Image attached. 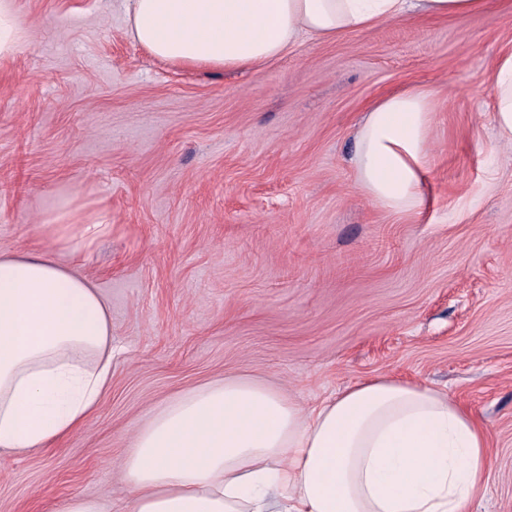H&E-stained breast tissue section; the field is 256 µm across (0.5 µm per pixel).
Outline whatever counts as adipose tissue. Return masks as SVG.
Here are the masks:
<instances>
[{"label":"adipose tissue","instance_id":"obj_1","mask_svg":"<svg viewBox=\"0 0 512 512\" xmlns=\"http://www.w3.org/2000/svg\"><path fill=\"white\" fill-rule=\"evenodd\" d=\"M487 0H124L127 34L187 67L257 68L300 38L331 41ZM494 129L512 147V52L491 74ZM429 90L378 99L354 133L359 190L412 220L426 208ZM101 292L49 254H0V447L28 453L82 426L112 380ZM487 432L447 392L390 377L304 407L227 378L168 400L135 431L122 512H471L492 478Z\"/></svg>","mask_w":512,"mask_h":512}]
</instances>
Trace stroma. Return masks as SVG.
I'll return each instance as SVG.
<instances>
[{"instance_id":"obj_1","label":"stroma","mask_w":512,"mask_h":512,"mask_svg":"<svg viewBox=\"0 0 512 512\" xmlns=\"http://www.w3.org/2000/svg\"><path fill=\"white\" fill-rule=\"evenodd\" d=\"M0 60V253H48L104 296L112 383L79 431L0 448V512L121 506L136 427L229 376L310 404L369 378L446 390L487 428L494 479L473 512H512V150L489 74L512 0L300 40L249 70L177 67L126 35L117 0H14ZM436 102L420 220L357 188L352 132L382 96ZM105 230L78 252L86 217ZM24 35L11 0L0 1V59L13 56ZM58 512H112V503L95 497H71L62 502Z\"/></svg>"}]
</instances>
